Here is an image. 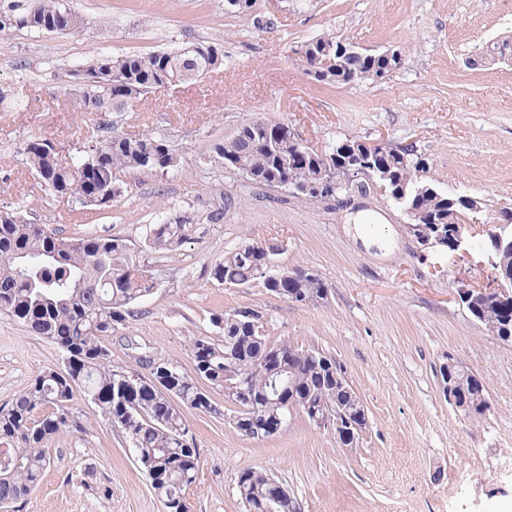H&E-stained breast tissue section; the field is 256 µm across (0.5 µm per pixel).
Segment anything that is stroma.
<instances>
[{"label": "stroma", "mask_w": 512, "mask_h": 512, "mask_svg": "<svg viewBox=\"0 0 512 512\" xmlns=\"http://www.w3.org/2000/svg\"><path fill=\"white\" fill-rule=\"evenodd\" d=\"M68 3L85 20L79 31L0 36V89L28 103L0 111V204L66 239L111 235L140 249L160 286L106 337L112 367L143 375L133 343L189 365L193 337H218L214 317L251 307L270 341L335 358L368 414L349 449L299 414L276 435L248 438L184 410L200 455L189 512H245L236 483L249 468L276 476L298 512H512V343L474 320L456 293L493 287L487 254L423 245L383 194L309 205L243 180L211 153L255 113L287 122L319 151L346 137L409 148L427 158L439 191L479 202L472 232L496 230L512 208V56L490 62L485 53L512 42V0H255L246 15L226 0ZM323 36L399 51L403 64L379 82L316 83L293 50ZM199 41L224 49L223 66L202 80L149 94L130 112L68 109L65 70L100 54ZM107 121L116 134L165 137L178 169L126 172L124 195L99 209L45 190L26 163L27 140L54 142L66 161ZM219 208L221 220L209 222ZM175 211L195 215L197 232L168 252L145 248L146 225ZM248 242L318 272L328 299L297 305L257 282L212 280V266ZM63 359L56 344L0 314V408ZM450 359L483 383L485 415H464L443 395L437 371ZM71 412L80 429L51 439V465L8 512H165L122 431L83 397Z\"/></svg>", "instance_id": "stroma-1"}]
</instances>
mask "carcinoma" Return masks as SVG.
<instances>
[{"label":"carcinoma","mask_w":512,"mask_h":512,"mask_svg":"<svg viewBox=\"0 0 512 512\" xmlns=\"http://www.w3.org/2000/svg\"><path fill=\"white\" fill-rule=\"evenodd\" d=\"M84 24L64 0H35L24 7L11 4L0 10V34L14 29L48 33L75 31ZM187 52L174 49L146 54L99 55L84 70L88 81L74 85V112H125L130 103L162 88L195 81L224 59L220 47L193 42ZM336 38L321 37L295 48L293 53L307 75L332 85L354 86L385 79L397 63L381 53L358 52L344 58L327 47ZM212 152L224 167L253 184L284 188L306 204L334 199L361 181H338L336 172L354 166L355 155L332 145L316 152L294 140L285 121L255 113L242 122L232 137L214 144ZM26 161L42 185L61 197H71L85 206H101L99 191L111 189L112 198L122 196L119 176L134 169L165 172L177 166L179 154L163 137L151 134L97 137L71 162L62 163L52 144L34 138L25 147ZM378 184L400 208L412 206L432 224L448 223V209L461 197L448 196L432 187L415 192L418 180L426 179L427 158L407 149H392L376 156ZM195 217L171 213L146 227L145 246L164 252L189 237ZM273 254L258 243H245L216 263L212 278L229 287H247L254 282L283 298L292 294L310 299L328 290L325 281L305 268H284L273 276L268 265ZM152 294L150 271L139 255L118 237L84 236L66 241L44 224L26 222L10 206L0 207V313L13 317L32 334L58 345L70 362L64 372L39 373L7 409H0V507L27 496L51 465L47 444L64 428H80L69 403L74 388L101 415L121 429L139 468L152 489L164 501L167 512L177 505L196 481L199 454L189 437L182 409L224 415L210 390H224V380L249 377L247 395L238 399L234 429L251 436L253 419L276 418L281 411L275 388L288 384V397L302 398L318 406L339 393L332 373L336 360L315 349L288 346V374L267 375L261 361L278 348L259 332L255 322L261 314L244 307L213 318L221 340L196 336L191 362L174 365L168 382L134 379L111 366V351L103 338L112 335L129 319L135 307ZM475 319L504 342L512 341V295L494 291L478 297ZM455 401L467 402L464 413L482 415L490 408L483 384L468 376L453 393ZM237 492L245 512H294L288 495L278 493L263 469H247L237 478Z\"/></svg>","instance_id":"obj_1"}]
</instances>
